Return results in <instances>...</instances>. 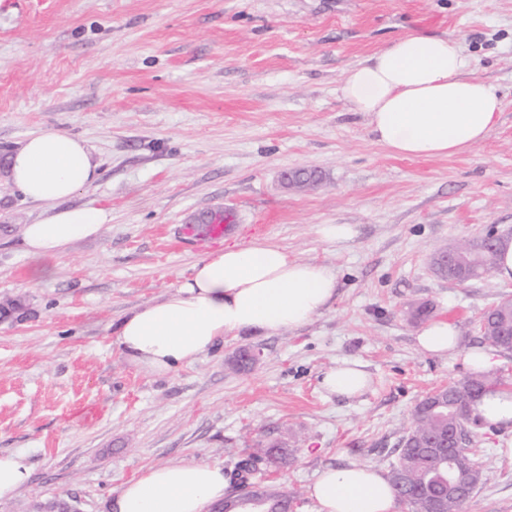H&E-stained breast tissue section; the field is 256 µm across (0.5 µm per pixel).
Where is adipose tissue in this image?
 Returning <instances> with one entry per match:
<instances>
[{"instance_id":"obj_1","label":"adipose tissue","mask_w":512,"mask_h":512,"mask_svg":"<svg viewBox=\"0 0 512 512\" xmlns=\"http://www.w3.org/2000/svg\"><path fill=\"white\" fill-rule=\"evenodd\" d=\"M459 41L407 33L345 70L339 91L351 110L364 113L375 141L397 156L451 157L468 153L493 129L503 102L476 74ZM16 190L43 208L23 225L26 253L40 260L35 277L52 275L44 261L65 254L75 241L99 236L108 211L67 206L90 189L98 166L86 141L58 130L26 139L9 157ZM333 266L292 258L264 239L229 244L197 260L191 274L160 299L121 320L114 341L138 370L168 375L192 366L228 336L246 330L269 335L297 328L321 314L336 294ZM369 375L345 360L326 370L320 385L347 398L361 395ZM485 423L512 428V389L494 386L476 402ZM21 453L0 454V500L31 481ZM228 485L224 468L211 462L153 466L125 481L111 512H211ZM315 512H398L387 479L376 469L352 465L322 471L309 488Z\"/></svg>"}]
</instances>
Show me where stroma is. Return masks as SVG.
<instances>
[{"label":"stroma","instance_id":"1","mask_svg":"<svg viewBox=\"0 0 512 512\" xmlns=\"http://www.w3.org/2000/svg\"><path fill=\"white\" fill-rule=\"evenodd\" d=\"M416 32L459 38L503 108L469 153L405 158L377 145L339 86L351 65ZM83 138L95 185L72 204L107 210L101 234L37 260L19 229L42 209L0 177V453H26L30 486L0 512H107L121 484L157 465L232 468L245 451L287 442L270 481L299 493L329 467L388 472L427 392L468 375L479 321L512 282L441 279V249L488 229L512 238V0H0V167L28 137ZM308 168L320 181L284 183ZM234 229L204 237L203 217ZM324 224L349 237L324 239ZM264 237L335 267L339 287L309 323L228 337L169 375L139 372L111 339L123 315L159 299L200 257ZM456 325L460 352L431 355L409 309ZM257 347L249 372L232 369ZM363 364L353 399L327 395L324 371ZM484 478L467 512H512V432L477 429Z\"/></svg>","mask_w":512,"mask_h":512}]
</instances>
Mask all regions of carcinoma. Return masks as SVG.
I'll list each match as a JSON object with an SVG mask.
<instances>
[{
  "instance_id": "1",
  "label": "carcinoma",
  "mask_w": 512,
  "mask_h": 512,
  "mask_svg": "<svg viewBox=\"0 0 512 512\" xmlns=\"http://www.w3.org/2000/svg\"><path fill=\"white\" fill-rule=\"evenodd\" d=\"M458 263L434 265L438 276L452 282L465 283L489 275L496 269L497 248H487L476 240L458 245ZM512 320V301L505 298L487 311L480 320L482 343L490 348L511 352L499 336L500 327ZM489 381L481 375H470L446 387L437 388L438 396L424 395L412 411L413 423L400 437L398 461L386 478L397 501L407 512H466L473 493L448 496V456L444 451L425 453L422 448L455 424L462 428L461 453L467 472L483 478L482 463L469 448L478 420L473 405ZM288 457V449L270 442L241 456L231 471L225 472L229 486L224 498L231 505L241 493L249 491L264 500L267 512H287L295 493L282 485L269 484L263 479L264 467Z\"/></svg>"
}]
</instances>
